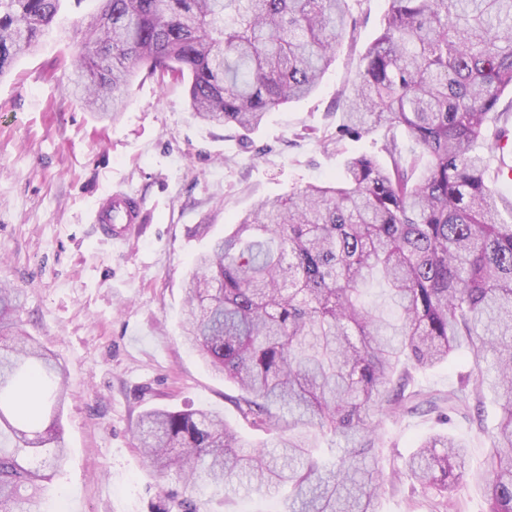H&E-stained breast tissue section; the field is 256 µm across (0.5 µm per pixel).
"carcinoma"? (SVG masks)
Segmentation results:
<instances>
[{"instance_id": "1", "label": "carcinoma", "mask_w": 512, "mask_h": 512, "mask_svg": "<svg viewBox=\"0 0 512 512\" xmlns=\"http://www.w3.org/2000/svg\"><path fill=\"white\" fill-rule=\"evenodd\" d=\"M63 0H0V78L32 53ZM336 125L334 143L376 135L382 157L345 159L339 180L259 202L196 257L184 333L270 446L243 440L208 409L154 408L136 426L155 471L191 490L256 482L290 493L281 512H378L384 414L438 418L498 404L485 466L443 433L399 471L429 512L461 484L483 512H512V196L488 185L478 145L512 102V0H387ZM353 22L350 0H99L68 92L117 116L140 67L186 88L206 123L257 130L312 93ZM0 284V512H38L65 458L64 369L25 328ZM469 356L474 381L444 395L413 372ZM490 361L488 367L481 362ZM335 447L318 457L319 441ZM166 512H201L172 495Z\"/></svg>"}]
</instances>
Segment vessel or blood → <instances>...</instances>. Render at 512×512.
<instances>
[{
	"instance_id": "1",
	"label": "vessel or blood",
	"mask_w": 512,
	"mask_h": 512,
	"mask_svg": "<svg viewBox=\"0 0 512 512\" xmlns=\"http://www.w3.org/2000/svg\"><path fill=\"white\" fill-rule=\"evenodd\" d=\"M147 209L140 198L116 188L101 197L92 208L89 219L97 224L102 238L120 247L136 224L142 223Z\"/></svg>"
}]
</instances>
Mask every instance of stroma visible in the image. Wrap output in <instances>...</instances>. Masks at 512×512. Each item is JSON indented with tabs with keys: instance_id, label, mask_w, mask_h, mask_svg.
<instances>
[{
	"instance_id": "obj_1",
	"label": "stroma",
	"mask_w": 512,
	"mask_h": 512,
	"mask_svg": "<svg viewBox=\"0 0 512 512\" xmlns=\"http://www.w3.org/2000/svg\"><path fill=\"white\" fill-rule=\"evenodd\" d=\"M97 0H65L51 32L0 78V282L22 294L27 330L66 373L61 423L67 461L41 512H163L182 492L156 474L133 431L155 407L207 408L247 441L263 440L238 415L234 385L186 344L184 280L193 259L261 200L307 183L334 181L345 157L374 155L373 138L324 148L384 23L387 0H359L356 25L336 46L317 90L268 115L256 131L193 118L179 82L160 85L139 70L118 120L88 111L65 92L63 60L86 41L84 20ZM123 186L148 209L121 250L89 221L96 200ZM448 432L469 447L472 467L488 444L476 424H443L418 411L381 423L378 464L389 479L380 512H406V480L393 478L417 445ZM203 512H276L267 488L209 492Z\"/></svg>"
}]
</instances>
